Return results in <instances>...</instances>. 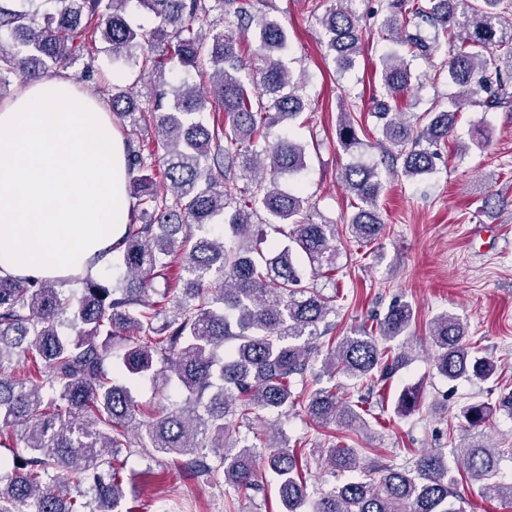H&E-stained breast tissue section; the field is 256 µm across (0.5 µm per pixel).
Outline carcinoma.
<instances>
[{
  "instance_id": "carcinoma-1",
  "label": "carcinoma",
  "mask_w": 512,
  "mask_h": 512,
  "mask_svg": "<svg viewBox=\"0 0 512 512\" xmlns=\"http://www.w3.org/2000/svg\"><path fill=\"white\" fill-rule=\"evenodd\" d=\"M137 2L153 14L147 33L126 19ZM319 18L327 55L341 69L362 52L363 36L354 0ZM224 13V0H0V88L13 79L31 81L82 60L79 80L94 79L96 43L108 45L115 60H144L153 76L149 106L131 92L109 93L110 111L120 125L149 131L163 154L144 153L127 142L128 193L136 200L133 223L119 247L116 281L90 275L71 281H18L0 277V446L24 454L0 487V512H85L65 474L87 475L92 512L122 509L126 495L116 466L121 448H142L153 456H183L187 469L224 476L234 488L252 485L263 462L279 480L284 512H465L448 478L442 453L421 454L411 469L380 464L368 468L356 448L324 449L336 472H359L366 481H347L312 498L306 473L311 461L281 440L259 448L236 430L264 414L282 416L301 408L323 427L368 431L370 402L408 362V353L388 343L409 334L412 305L394 302L375 329L331 339L328 316L336 295L305 282L306 270L336 279V225L308 217L307 200L281 183L307 167L305 146L271 135L283 121L305 109L304 81L284 63L288 30L240 0L237 24L253 33L255 55L264 66L246 70L240 42L212 25L195 28L200 15ZM427 25L432 35L422 34ZM381 29L413 56L445 49L448 82L457 93L445 110H427L415 121L397 101L414 90L406 56L380 59L376 100L382 142L396 150L402 173L411 179L435 166V147L448 141L463 104L487 110L504 104L512 78V0H385ZM193 70L197 82L168 88L165 72ZM224 112V123L203 121L208 107ZM337 139L349 150L361 144L358 131L341 120ZM246 182L240 186L239 182ZM347 189L360 201L348 230L360 243L377 241L384 224L377 212L383 188L376 167L351 164ZM263 211L281 226L288 244L263 252L249 244L253 217ZM179 265L164 289L155 279ZM68 326L75 335L60 331ZM437 371L454 382L491 379L489 356L469 344L467 328L448 312L431 323ZM122 344L120 363L131 375L152 374L174 382L181 398L157 412L138 408L126 382L111 376L112 347ZM320 363L319 374L352 380L348 397L328 387L296 391L297 379ZM419 390L405 387L396 412L415 411ZM492 414L484 404L463 410L476 430ZM211 448L217 465L199 456ZM500 450L477 432L457 458L470 481L512 501V482L497 479Z\"/></svg>"
}]
</instances>
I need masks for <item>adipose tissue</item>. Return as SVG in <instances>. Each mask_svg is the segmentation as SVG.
<instances>
[{"label": "adipose tissue", "mask_w": 512, "mask_h": 512, "mask_svg": "<svg viewBox=\"0 0 512 512\" xmlns=\"http://www.w3.org/2000/svg\"><path fill=\"white\" fill-rule=\"evenodd\" d=\"M126 142L68 72L0 103V276L61 279L107 265L130 222Z\"/></svg>", "instance_id": "ef3b65f1"}]
</instances>
